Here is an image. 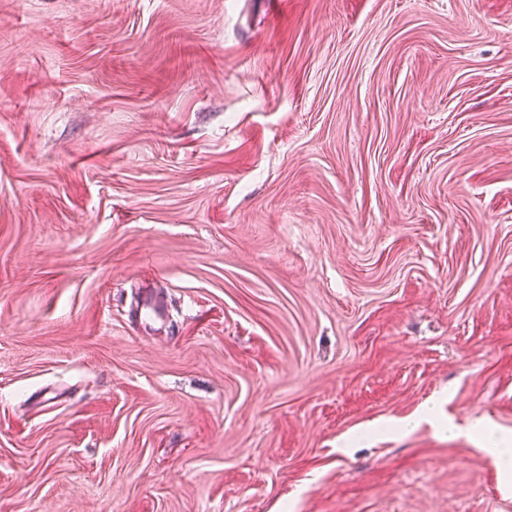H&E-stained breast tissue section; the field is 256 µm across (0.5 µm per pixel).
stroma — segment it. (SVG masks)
Listing matches in <instances>:
<instances>
[{"label": "stroma", "instance_id": "35a3bbf8", "mask_svg": "<svg viewBox=\"0 0 512 512\" xmlns=\"http://www.w3.org/2000/svg\"><path fill=\"white\" fill-rule=\"evenodd\" d=\"M480 418L512 0H0V512H512Z\"/></svg>", "mask_w": 512, "mask_h": 512}]
</instances>
